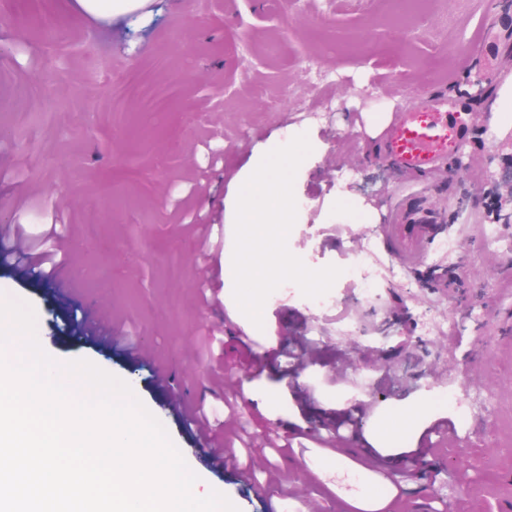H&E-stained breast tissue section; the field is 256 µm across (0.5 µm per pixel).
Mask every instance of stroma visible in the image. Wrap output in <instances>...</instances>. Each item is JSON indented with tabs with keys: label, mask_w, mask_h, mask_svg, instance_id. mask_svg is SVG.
<instances>
[{
	"label": "stroma",
	"mask_w": 512,
	"mask_h": 512,
	"mask_svg": "<svg viewBox=\"0 0 512 512\" xmlns=\"http://www.w3.org/2000/svg\"><path fill=\"white\" fill-rule=\"evenodd\" d=\"M67 0H0V208L39 233L43 198L64 215L66 266L47 281L0 262V293L29 303L43 349L86 359L127 382L197 475L239 512H507L512 506V127L499 91L512 84L507 0H223L218 20L193 0H152L136 20L78 15ZM235 82L221 130L200 71ZM459 102L468 129L442 173L404 178L384 132L423 99ZM306 135L287 247L317 270L369 251L379 297L337 278L336 308L315 314L302 292L267 298L263 324L238 308L224 263L234 250L240 177L270 141ZM192 167L175 165L182 154ZM432 217L423 257L404 255L390 227ZM498 238L487 242L485 230ZM213 247L200 258L197 237ZM110 318L153 362L69 325L74 310ZM321 357L296 383L288 338ZM460 382L489 395L482 417L438 402ZM216 410L217 431L294 434L355 403L372 405L350 445L289 448L241 481L215 466L176 403ZM447 419L433 468L390 481L397 449Z\"/></svg>",
	"instance_id": "obj_1"
}]
</instances>
